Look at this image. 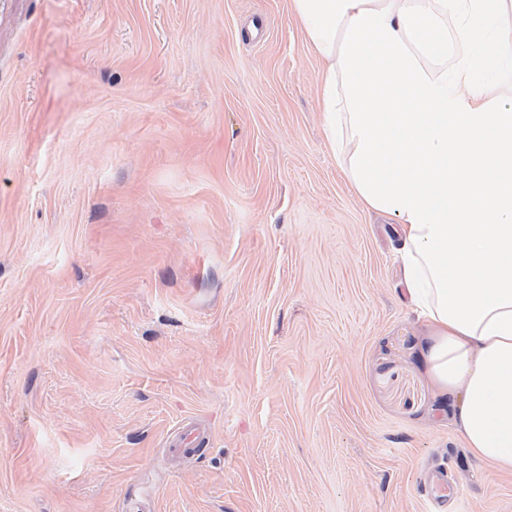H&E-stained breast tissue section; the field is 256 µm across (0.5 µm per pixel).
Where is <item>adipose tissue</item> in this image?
<instances>
[{"label":"adipose tissue","instance_id":"ef3b65f1","mask_svg":"<svg viewBox=\"0 0 512 512\" xmlns=\"http://www.w3.org/2000/svg\"><path fill=\"white\" fill-rule=\"evenodd\" d=\"M289 6L323 62L328 147L397 225L424 364L466 451L512 473V0Z\"/></svg>","mask_w":512,"mask_h":512}]
</instances>
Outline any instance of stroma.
<instances>
[{
    "label": "stroma",
    "mask_w": 512,
    "mask_h": 512,
    "mask_svg": "<svg viewBox=\"0 0 512 512\" xmlns=\"http://www.w3.org/2000/svg\"><path fill=\"white\" fill-rule=\"evenodd\" d=\"M321 67L288 0H0V512H512Z\"/></svg>",
    "instance_id": "obj_1"
}]
</instances>
